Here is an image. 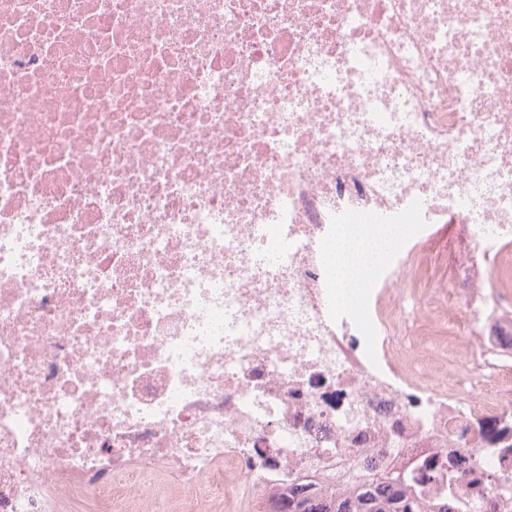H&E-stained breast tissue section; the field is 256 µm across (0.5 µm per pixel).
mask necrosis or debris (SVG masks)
I'll return each mask as SVG.
<instances>
[{
    "label": "necrosis or debris",
    "instance_id": "necrosis-or-debris-1",
    "mask_svg": "<svg viewBox=\"0 0 512 512\" xmlns=\"http://www.w3.org/2000/svg\"><path fill=\"white\" fill-rule=\"evenodd\" d=\"M447 223L456 280L407 294ZM352 224L397 234L344 302ZM507 428L512 0H0V512L433 458L484 512Z\"/></svg>",
    "mask_w": 512,
    "mask_h": 512
}]
</instances>
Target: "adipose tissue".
Masks as SVG:
<instances>
[{
  "label": "adipose tissue",
  "instance_id": "ef3b65f1",
  "mask_svg": "<svg viewBox=\"0 0 512 512\" xmlns=\"http://www.w3.org/2000/svg\"><path fill=\"white\" fill-rule=\"evenodd\" d=\"M396 231L390 227L372 228L361 224L343 229L332 252L336 285L345 297H353L361 285V275L380 257Z\"/></svg>",
  "mask_w": 512,
  "mask_h": 512
}]
</instances>
